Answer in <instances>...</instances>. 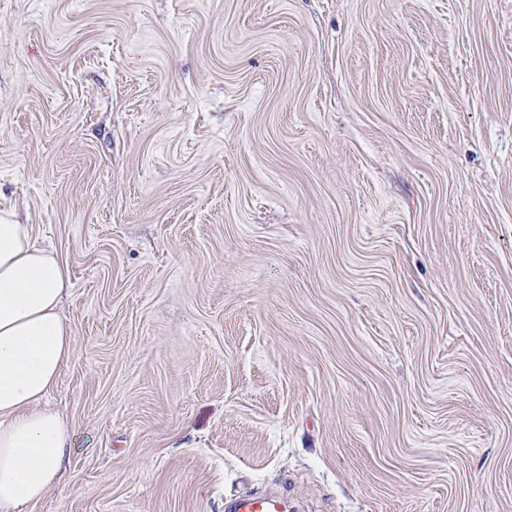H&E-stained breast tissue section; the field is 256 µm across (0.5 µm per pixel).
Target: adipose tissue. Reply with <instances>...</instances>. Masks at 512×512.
Returning <instances> with one entry per match:
<instances>
[{
    "instance_id": "1",
    "label": "adipose tissue",
    "mask_w": 512,
    "mask_h": 512,
    "mask_svg": "<svg viewBox=\"0 0 512 512\" xmlns=\"http://www.w3.org/2000/svg\"><path fill=\"white\" fill-rule=\"evenodd\" d=\"M70 286L31 225L0 218V512L43 498L69 446V426L42 402L74 350L60 312Z\"/></svg>"
}]
</instances>
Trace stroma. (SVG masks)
<instances>
[{
	"label": "stroma",
	"instance_id": "obj_1",
	"mask_svg": "<svg viewBox=\"0 0 512 512\" xmlns=\"http://www.w3.org/2000/svg\"><path fill=\"white\" fill-rule=\"evenodd\" d=\"M0 217L71 280L17 512H512V0H0ZM232 509L234 512H283L286 507L281 500L266 493L250 492L237 498Z\"/></svg>",
	"mask_w": 512,
	"mask_h": 512
}]
</instances>
